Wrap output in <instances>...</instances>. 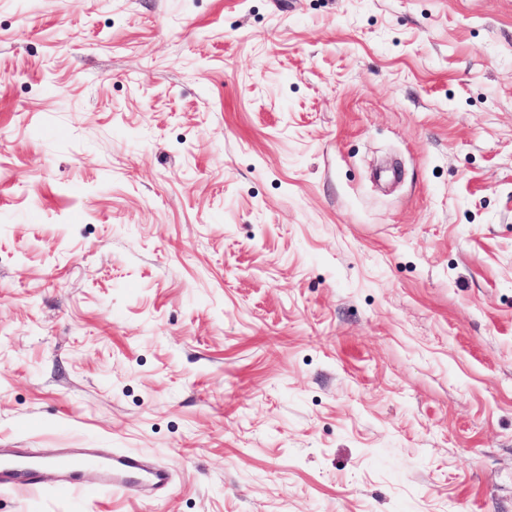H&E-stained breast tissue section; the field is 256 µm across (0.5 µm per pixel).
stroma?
Segmentation results:
<instances>
[{
  "label": "stroma",
  "mask_w": 512,
  "mask_h": 512,
  "mask_svg": "<svg viewBox=\"0 0 512 512\" xmlns=\"http://www.w3.org/2000/svg\"><path fill=\"white\" fill-rule=\"evenodd\" d=\"M0 443L512 512V0H0Z\"/></svg>",
  "instance_id": "stroma-1"
}]
</instances>
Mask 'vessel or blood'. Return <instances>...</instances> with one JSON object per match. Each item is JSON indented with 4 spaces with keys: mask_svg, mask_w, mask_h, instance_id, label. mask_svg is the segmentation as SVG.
<instances>
[{
    "mask_svg": "<svg viewBox=\"0 0 512 512\" xmlns=\"http://www.w3.org/2000/svg\"><path fill=\"white\" fill-rule=\"evenodd\" d=\"M63 469L56 490L67 496L87 497L102 494L165 493L170 485L169 469L161 463L147 462L138 454L116 450L102 454L94 448H68L61 452ZM98 473L99 481L89 485L86 471ZM43 458L24 448H0V486L37 488L42 483Z\"/></svg>",
    "mask_w": 512,
    "mask_h": 512,
    "instance_id": "vessel-or-blood-1",
    "label": "vessel or blood"
}]
</instances>
